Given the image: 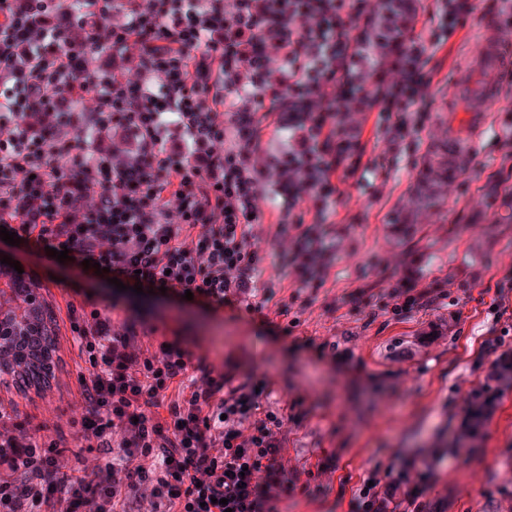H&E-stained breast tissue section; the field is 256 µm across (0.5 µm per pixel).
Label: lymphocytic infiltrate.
<instances>
[{
    "mask_svg": "<svg viewBox=\"0 0 512 512\" xmlns=\"http://www.w3.org/2000/svg\"><path fill=\"white\" fill-rule=\"evenodd\" d=\"M81 0L90 48L37 17L56 0H0V225L138 284L260 313L254 248L265 220L293 233L281 261L323 287L327 229L348 182L384 176L374 116L395 153L417 148L433 80L475 0ZM138 59L134 77L114 69ZM96 106L74 112L84 92ZM44 96L46 111H32ZM121 131L126 157L100 143ZM86 367L67 424L0 412V512H273L288 490V418L250 377L192 365L137 323L70 307ZM94 458L68 468L71 432ZM365 512H423L410 468H374Z\"/></svg>",
    "mask_w": 512,
    "mask_h": 512,
    "instance_id": "lymphocytic-infiltrate-1",
    "label": "lymphocytic infiltrate"
}]
</instances>
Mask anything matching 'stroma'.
Masks as SVG:
<instances>
[{
	"label": "stroma",
	"instance_id": "stroma-1",
	"mask_svg": "<svg viewBox=\"0 0 512 512\" xmlns=\"http://www.w3.org/2000/svg\"><path fill=\"white\" fill-rule=\"evenodd\" d=\"M476 4L467 39L431 88L419 148L397 159L379 140L373 156L391 170L379 200L352 184L337 200L338 221L330 227L336 256L297 327L277 313L298 282L278 260L282 243L269 235L257 243L274 291L263 317L201 296L187 300L172 288L120 292L76 261H57L27 241L0 240V259L11 257L40 278L64 340L62 382H75L83 367L69 344L68 308L97 310L178 340L192 361L267 379L265 407L288 417L281 457L292 485L277 512H361L375 466L396 458L427 472L420 501L432 512H501L512 501V381L502 385L480 434L466 441L464 459L448 449L466 393L493 359L486 341L512 321V223L502 221L512 212V175L502 167L512 75L485 115L461 178L442 186L433 207H420L414 195L427 163L447 147L450 126L464 118L453 83L469 73L477 24L497 6ZM394 209L408 224L389 222ZM406 276L421 289L435 280L441 287L430 305L398 314L390 293Z\"/></svg>",
	"mask_w": 512,
	"mask_h": 512
}]
</instances>
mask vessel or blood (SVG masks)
I'll return each mask as SVG.
<instances>
[{"mask_svg":"<svg viewBox=\"0 0 512 512\" xmlns=\"http://www.w3.org/2000/svg\"><path fill=\"white\" fill-rule=\"evenodd\" d=\"M480 29L479 47L472 61L475 75L460 77L455 86L466 123L471 127L481 125L484 113L491 111L499 100L504 51L512 45V30L502 27L496 19H483Z\"/></svg>","mask_w":512,"mask_h":512,"instance_id":"obj_1","label":"vessel or blood"}]
</instances>
